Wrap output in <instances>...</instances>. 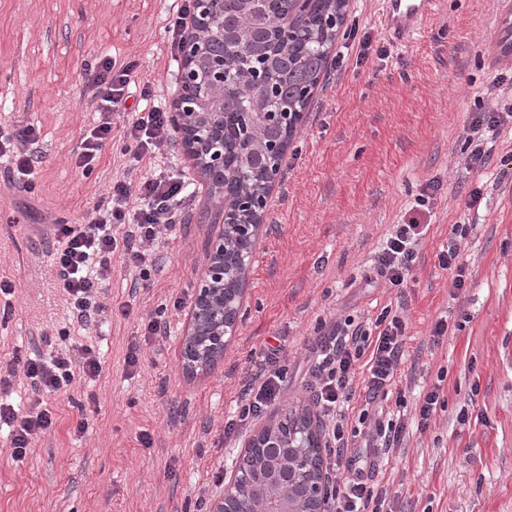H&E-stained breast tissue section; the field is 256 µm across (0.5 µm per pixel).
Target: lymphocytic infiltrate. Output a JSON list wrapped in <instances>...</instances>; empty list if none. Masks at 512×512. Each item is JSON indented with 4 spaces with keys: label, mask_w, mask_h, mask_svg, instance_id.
I'll list each match as a JSON object with an SVG mask.
<instances>
[{
    "label": "lymphocytic infiltrate",
    "mask_w": 512,
    "mask_h": 512,
    "mask_svg": "<svg viewBox=\"0 0 512 512\" xmlns=\"http://www.w3.org/2000/svg\"><path fill=\"white\" fill-rule=\"evenodd\" d=\"M138 80L137 64L101 59L91 75L96 89L100 119L84 137L78 163L92 169L105 146L112 139L113 113L125 110L129 88ZM145 106L136 112L123 129L124 137L133 145L131 162L142 168L154 161L161 148L174 134L168 110L152 103L149 88H142ZM512 125V106L501 112L475 113L467 129L471 151L464 161L466 171L485 168L490 146L502 130ZM39 140L38 130L31 125L12 132L0 131V157L7 158L15 183L26 191L35 188L34 175L39 162L32 150ZM189 195L185 180L146 172L137 182L113 181L84 222L69 223L58 219L54 224L56 272L68 296L70 312L78 323L86 324L100 311L99 288L112 275L113 259L138 269L141 280H149L154 267L148 250L164 226L172 221L174 211ZM133 225L130 233H122L125 225ZM430 229L428 222L411 217L394 225L377 256V273L390 285L403 287L416 258L419 243ZM469 232L468 225H453L446 244L437 255L438 265L451 274L450 286L465 288L469 273L459 261V241ZM406 325L401 314L382 309L372 322L337 323L323 336L316 349V359L307 370V387L323 422L325 449L334 470L344 472L343 484L333 487L328 496L329 512H392L387 495L374 483V474L366 470L362 459L353 453V440L346 438V413L354 397L355 377H362L365 392L361 418H372L365 432L366 447L375 458L388 457L405 434V421L385 419L382 402L397 388L404 363ZM364 370H357V363ZM24 370L35 390L58 392L70 386L76 376L96 378L101 362L95 349L79 345L77 354H57L50 360L25 359ZM0 422L12 425V444L17 454L27 448L52 424L46 408L18 415L11 405L0 404Z\"/></svg>",
    "instance_id": "lymphocytic-infiltrate-1"
}]
</instances>
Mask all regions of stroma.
<instances>
[{
	"label": "stroma",
	"mask_w": 512,
	"mask_h": 512,
	"mask_svg": "<svg viewBox=\"0 0 512 512\" xmlns=\"http://www.w3.org/2000/svg\"><path fill=\"white\" fill-rule=\"evenodd\" d=\"M493 2L441 0L400 46L377 26L376 0H349L334 49L342 60L323 72L282 161L239 334L211 374L191 378L179 347L222 216L180 142L157 168L181 173L192 194L153 246L156 268L135 288L136 271L115 265L90 325L69 316L50 235L58 215L81 223L113 179H138L117 134L92 171L76 165L98 118L85 73L105 56L133 59L153 94L174 102L183 62L166 33L172 0H0V128H40L33 192L0 163V279L14 288L0 369L85 343L102 365L59 393L34 390L19 367L0 383L1 399L24 411L40 400L53 413L24 455L0 432V512H211L259 427L225 429L246 383L262 382L268 347L283 374L279 407L307 406L305 373L327 327L400 305L410 381L385 406L405 414L406 436L375 466L395 512H512V130L490 166L463 171L472 117L512 100V81L482 51ZM430 182L438 190L420 208L431 227L411 276L385 287L376 272L385 236ZM454 224L470 227L460 260L472 274L456 292L437 259ZM157 315L168 332L153 339L144 325ZM443 316L449 334L436 345L430 330ZM436 384L445 404L418 430L415 405Z\"/></svg>",
	"instance_id": "35a3bbf8"
}]
</instances>
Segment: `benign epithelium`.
<instances>
[{"instance_id": "7a95c632", "label": "benign epithelium", "mask_w": 512, "mask_h": 512, "mask_svg": "<svg viewBox=\"0 0 512 512\" xmlns=\"http://www.w3.org/2000/svg\"><path fill=\"white\" fill-rule=\"evenodd\" d=\"M196 5L182 46L183 94L175 103L172 118L183 134L188 158L200 170L209 197L222 213L223 229L187 314L181 362L192 377L209 373L238 336L251 257L262 232L268 196L276 184L278 163L287 150L286 142L273 134L283 127L285 113L263 112V122L255 125L252 104L242 103L234 118L248 141L261 140L264 189L237 196L224 194V113L202 111L208 99L224 93V50L212 45L224 0H196ZM307 439L317 446L322 443L318 422L308 408L274 413L246 442L237 469L213 503L212 512H328V475L323 467L314 470L304 462ZM253 448L279 449L283 477L276 490L266 491L269 479L250 465Z\"/></svg>"}]
</instances>
